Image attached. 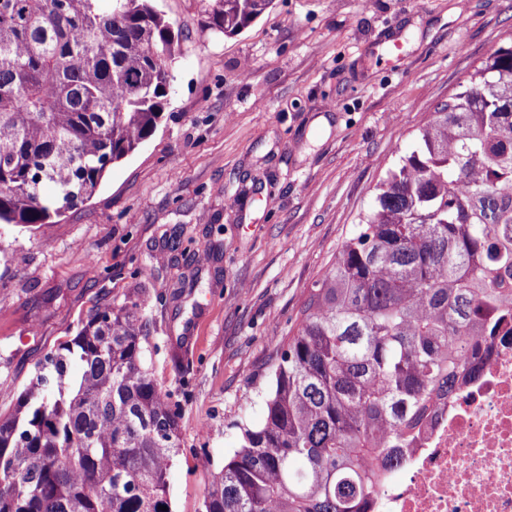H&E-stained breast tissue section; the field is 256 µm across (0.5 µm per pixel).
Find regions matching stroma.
Segmentation results:
<instances>
[{
	"mask_svg": "<svg viewBox=\"0 0 512 512\" xmlns=\"http://www.w3.org/2000/svg\"><path fill=\"white\" fill-rule=\"evenodd\" d=\"M179 39L163 117L97 192L0 224V413L98 308L137 305L179 407L174 512L260 422L313 282L430 112L512 37V0H273L241 34L155 0Z\"/></svg>",
	"mask_w": 512,
	"mask_h": 512,
	"instance_id": "obj_1",
	"label": "stroma"
}]
</instances>
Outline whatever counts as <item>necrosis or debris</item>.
Here are the masks:
<instances>
[{
  "mask_svg": "<svg viewBox=\"0 0 512 512\" xmlns=\"http://www.w3.org/2000/svg\"><path fill=\"white\" fill-rule=\"evenodd\" d=\"M376 502V512H512V336L478 379L437 400Z\"/></svg>",
  "mask_w": 512,
  "mask_h": 512,
  "instance_id": "4bbe7bcc",
  "label": "necrosis or debris"
}]
</instances>
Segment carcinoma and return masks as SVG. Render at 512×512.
I'll return each mask as SVG.
<instances>
[{"label":"carcinoma","instance_id":"1","mask_svg":"<svg viewBox=\"0 0 512 512\" xmlns=\"http://www.w3.org/2000/svg\"><path fill=\"white\" fill-rule=\"evenodd\" d=\"M0 0V223L91 198L154 133L179 52L152 0ZM240 34L272 0H202ZM314 281L276 350L263 420L202 512H372L436 397L512 334V41L430 113L418 146ZM143 326L98 309L0 414V512H173L178 404Z\"/></svg>","mask_w":512,"mask_h":512}]
</instances>
